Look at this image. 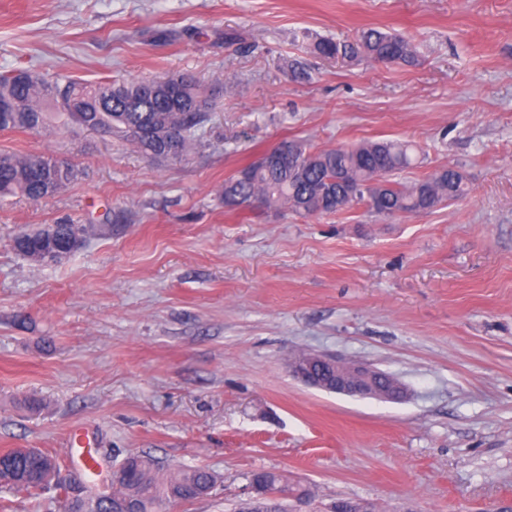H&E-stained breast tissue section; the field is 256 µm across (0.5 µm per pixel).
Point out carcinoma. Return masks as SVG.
<instances>
[{
	"mask_svg": "<svg viewBox=\"0 0 512 512\" xmlns=\"http://www.w3.org/2000/svg\"><path fill=\"white\" fill-rule=\"evenodd\" d=\"M325 57L358 55L376 64L411 62L414 50L405 38L369 28L356 45L322 39L315 44ZM213 110V101L193 77L184 75L170 87L160 76L138 81L104 80L82 84L57 74L46 77L19 68L0 73V131H43L53 125L76 124L102 130L129 142L153 160H187L199 145L195 132ZM278 150L285 163L256 160L224 181L220 196L230 210L246 209L256 202L267 208L312 217L336 213V202L350 207L363 204L374 214L393 218L431 210L467 193L464 176L443 167L413 184L399 174L417 161L416 148L396 140L362 142L350 148L311 151L296 141H282ZM81 170L56 167L45 154L0 153V197L22 196L38 203L53 198L78 181ZM89 232L85 224H60L49 239L43 231L19 233L23 240L15 251L43 264L52 253ZM112 480V506L105 512H157L164 502L202 499L211 494L217 477L203 469H180L159 476L160 468L148 456L130 455ZM61 471L56 455L35 448H12L0 453V489L39 496L54 490L65 512H92L105 492L91 488L88 501L68 500L67 487L53 474ZM250 483L262 486L269 498L253 512H281L278 498L285 493L273 472L256 471Z\"/></svg>",
	"mask_w": 512,
	"mask_h": 512,
	"instance_id": "obj_1",
	"label": "carcinoma"
}]
</instances>
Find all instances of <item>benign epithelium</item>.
I'll return each mask as SVG.
<instances>
[{"instance_id": "benign-epithelium-1", "label": "benign epithelium", "mask_w": 512, "mask_h": 512, "mask_svg": "<svg viewBox=\"0 0 512 512\" xmlns=\"http://www.w3.org/2000/svg\"><path fill=\"white\" fill-rule=\"evenodd\" d=\"M289 371L302 382L321 390L357 398L398 401L404 398V386L393 377L363 363L330 359L317 354H299L290 360ZM70 496L86 494L80 473L66 477Z\"/></svg>"}]
</instances>
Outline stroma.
<instances>
[{"mask_svg":"<svg viewBox=\"0 0 512 512\" xmlns=\"http://www.w3.org/2000/svg\"><path fill=\"white\" fill-rule=\"evenodd\" d=\"M369 27L415 61L314 49ZM17 67L188 74L216 108L182 163L85 129L0 131V152L83 171L45 202L0 199V451L75 470L78 428L113 464L217 475L158 512H237L259 470L305 489L289 512H512V0H0V72ZM285 139L410 141L402 180L450 166L469 192L390 219L225 209V179ZM66 220L93 227L69 258L14 250ZM299 352L371 364L408 396L309 386L288 371Z\"/></svg>","mask_w":512,"mask_h":512,"instance_id":"obj_1","label":"stroma"}]
</instances>
